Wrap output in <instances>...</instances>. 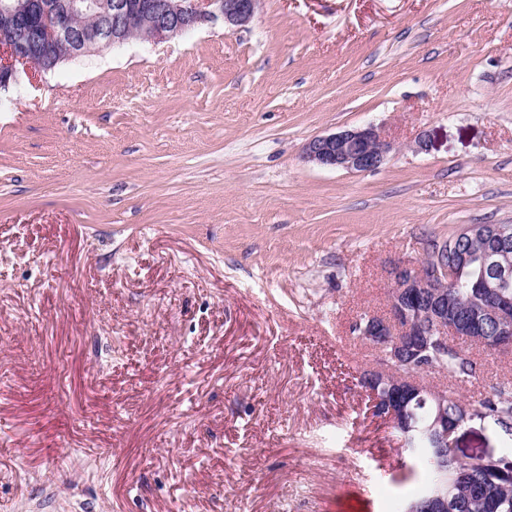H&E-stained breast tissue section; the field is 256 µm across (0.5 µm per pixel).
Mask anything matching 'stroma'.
Returning <instances> with one entry per match:
<instances>
[{"label": "stroma", "mask_w": 512, "mask_h": 512, "mask_svg": "<svg viewBox=\"0 0 512 512\" xmlns=\"http://www.w3.org/2000/svg\"><path fill=\"white\" fill-rule=\"evenodd\" d=\"M374 124L373 172L305 162ZM426 151H415L420 139ZM512 224V0H260L0 92V512H390L402 441L351 334ZM512 380L492 352L473 403ZM460 460L512 452L499 428Z\"/></svg>", "instance_id": "obj_1"}]
</instances>
